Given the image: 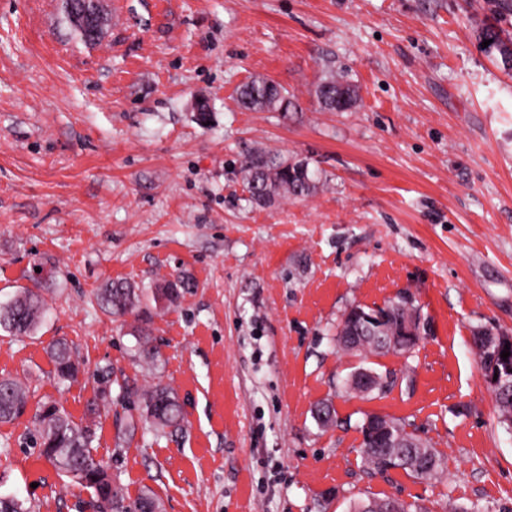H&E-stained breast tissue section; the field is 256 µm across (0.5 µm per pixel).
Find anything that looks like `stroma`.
Listing matches in <instances>:
<instances>
[{
    "label": "stroma",
    "mask_w": 512,
    "mask_h": 512,
    "mask_svg": "<svg viewBox=\"0 0 512 512\" xmlns=\"http://www.w3.org/2000/svg\"><path fill=\"white\" fill-rule=\"evenodd\" d=\"M105 5L108 31L88 47L59 0H0V305L23 287L46 305L31 335L0 330V377L28 388L26 413L0 423V498L94 512L32 441L54 401L94 429L124 497L152 490L163 512H350L367 496L512 512V430L473 347L480 326L512 335V76L477 41L493 22L484 0ZM331 67L359 88L352 111L313 96ZM255 75L299 111L241 109ZM255 148L307 162L317 192L249 203L239 160ZM182 275L194 286L177 305L147 303L159 356L146 359L137 320L95 295ZM404 289L422 317L410 354L337 351L346 309ZM59 338L83 365L71 383L47 355ZM361 366L399 381L346 394ZM105 367L129 388L100 403ZM159 383L182 429L117 442L116 420ZM322 402L337 426L318 422ZM373 412L435 448L443 479L364 473Z\"/></svg>",
    "instance_id": "obj_1"
}]
</instances>
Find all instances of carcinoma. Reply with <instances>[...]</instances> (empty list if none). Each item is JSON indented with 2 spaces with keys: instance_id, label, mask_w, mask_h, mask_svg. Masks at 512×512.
Segmentation results:
<instances>
[{
  "instance_id": "carcinoma-1",
  "label": "carcinoma",
  "mask_w": 512,
  "mask_h": 512,
  "mask_svg": "<svg viewBox=\"0 0 512 512\" xmlns=\"http://www.w3.org/2000/svg\"><path fill=\"white\" fill-rule=\"evenodd\" d=\"M487 5L496 22L512 19V0H487ZM108 26L106 14L97 20L98 34L95 37L75 32L86 46L99 44ZM490 41L483 48L489 55L500 57L503 70L512 75V36L500 37L491 27L479 34V42ZM320 108L327 112H349L357 104L359 93L348 76L329 70L319 79L315 90ZM239 105L258 112H291L297 109L296 100L276 82L266 77H255L244 84L238 94ZM241 172L248 200L258 205H269L276 198L288 195L303 198L317 188V178L309 170L308 163L290 161L270 149L249 151L241 161ZM188 284L180 279L165 281L156 286L154 299L164 300L170 305L178 303ZM98 305L106 312L123 317L134 314L145 316L141 307V293L132 285L114 281L102 288L96 296ZM43 316L39 295L23 289L11 302L0 305V329L14 336L31 333ZM353 333L360 337L358 344L350 349L351 354L364 359L370 356H385L384 338L387 336H412L421 334L420 312L416 298L409 291L400 292L383 306H351L336 325V335ZM141 354L155 359L157 349L151 345L150 331L138 329L136 336ZM474 347L483 368L491 374L488 378L493 388L501 422L512 428V355L506 359L501 353L506 349L488 336L474 335ZM54 374L62 382L77 379L80 364L71 346L65 340L56 341L49 351ZM498 378H492V375ZM27 398L22 386L14 379H0V422L10 421L24 413ZM140 417L160 428L181 429L183 414L175 393L166 386L156 385L141 395L138 405ZM381 415L368 413L366 417ZM386 419L390 428L391 442L382 448H369L362 444L361 458L370 473H383L391 469H403L422 479L436 480L443 472L436 449L423 442L416 434L406 430L400 419L390 415ZM93 431L90 427H77L69 415L54 403H45L39 410V428L35 443L40 454L47 458L56 470L66 476L78 473L76 483L91 490L95 499L108 498L114 512H160V504L152 492L144 491L127 501L114 493L112 476L91 452ZM351 512H428L416 502H406L391 497H369L357 499Z\"/></svg>"
}]
</instances>
